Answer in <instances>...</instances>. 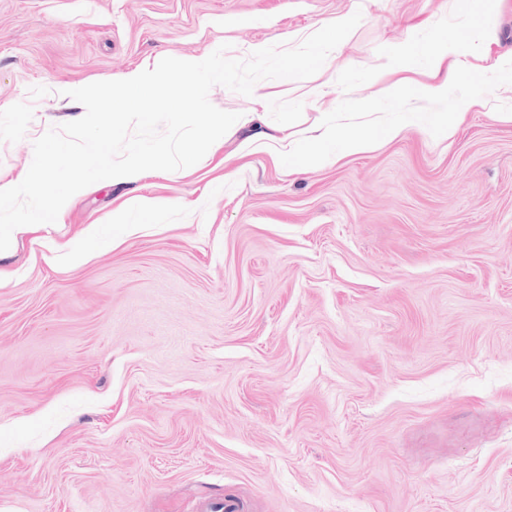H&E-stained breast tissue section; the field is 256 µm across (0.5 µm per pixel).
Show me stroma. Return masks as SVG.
<instances>
[{"instance_id": "1", "label": "stroma", "mask_w": 512, "mask_h": 512, "mask_svg": "<svg viewBox=\"0 0 512 512\" xmlns=\"http://www.w3.org/2000/svg\"><path fill=\"white\" fill-rule=\"evenodd\" d=\"M357 12L314 76L213 87L247 121L195 165L14 231L0 512H512V0H0V183L84 116L69 90ZM452 43L472 54L436 99ZM328 120L375 145L280 157ZM138 197L167 209L65 258Z\"/></svg>"}]
</instances>
